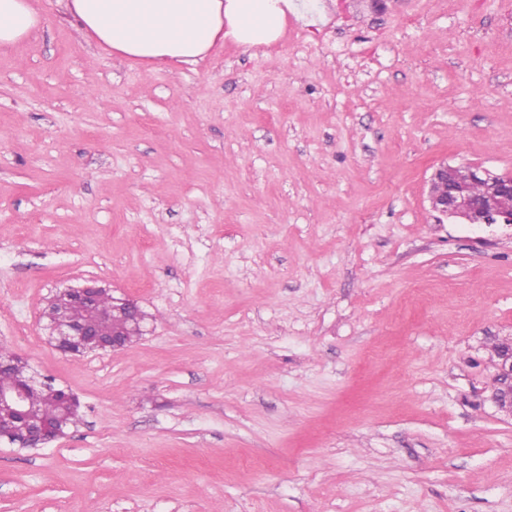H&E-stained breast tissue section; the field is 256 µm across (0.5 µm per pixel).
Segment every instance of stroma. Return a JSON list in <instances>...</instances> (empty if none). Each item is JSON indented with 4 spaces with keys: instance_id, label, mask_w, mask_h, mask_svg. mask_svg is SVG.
Instances as JSON below:
<instances>
[{
    "instance_id": "1",
    "label": "stroma",
    "mask_w": 512,
    "mask_h": 512,
    "mask_svg": "<svg viewBox=\"0 0 512 512\" xmlns=\"http://www.w3.org/2000/svg\"><path fill=\"white\" fill-rule=\"evenodd\" d=\"M194 66L110 55L57 0L0 52V345L79 400L0 444V512H512V228L434 212L512 175V0H305ZM152 320L49 343L56 290ZM460 167L466 169V183L456 178V170ZM477 184L482 186L483 193ZM470 186L474 195L482 193L479 199L471 195ZM508 195H512V175L498 176L481 167L443 164L432 175L429 202L433 211L461 218L470 224L512 227V212H504L495 205L496 200ZM109 315L110 317H112V321L100 320L96 324V328L102 336H112L113 329H124L129 333L133 331V324L129 323L124 317L120 316L117 312L112 313L111 310ZM125 346V340L120 336L113 335L112 338L98 339L99 350H105L109 348L112 349V351H115L118 349H122ZM502 346V359L497 364L493 379L491 400L498 409L512 415V339H507Z\"/></svg>"
}]
</instances>
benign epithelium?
Returning a JSON list of instances; mask_svg holds the SVG:
<instances>
[{
	"mask_svg": "<svg viewBox=\"0 0 512 512\" xmlns=\"http://www.w3.org/2000/svg\"><path fill=\"white\" fill-rule=\"evenodd\" d=\"M456 170L455 166L443 164L433 173L429 191L432 210L441 215L461 218L471 224H504L512 227V212H504L495 205L496 200L512 195V175L498 176L487 169L468 166L467 181L463 183L456 178ZM477 184L483 188L478 199L469 190L470 186ZM501 346L502 359L494 375L491 400L500 411L512 415V339L502 342ZM23 402V390H0V408L19 411ZM56 440L55 431L46 424L39 425L29 435V443L34 448Z\"/></svg>",
	"mask_w": 512,
	"mask_h": 512,
	"instance_id": "benign-epithelium-1",
	"label": "benign epithelium"
}]
</instances>
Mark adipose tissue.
Returning a JSON list of instances; mask_svg holds the SVG:
<instances>
[{"mask_svg":"<svg viewBox=\"0 0 512 512\" xmlns=\"http://www.w3.org/2000/svg\"><path fill=\"white\" fill-rule=\"evenodd\" d=\"M81 33L106 50L152 68L193 65L225 41L243 50L278 41L297 0H64ZM44 23L33 0H0V50L33 38Z\"/></svg>","mask_w":512,"mask_h":512,"instance_id":"ef3b65f1","label":"adipose tissue"}]
</instances>
